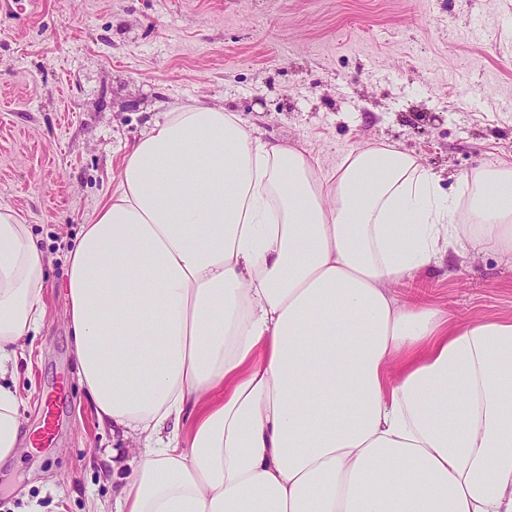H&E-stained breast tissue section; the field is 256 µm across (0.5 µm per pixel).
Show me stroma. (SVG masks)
<instances>
[{
	"label": "stroma",
	"mask_w": 512,
	"mask_h": 512,
	"mask_svg": "<svg viewBox=\"0 0 512 512\" xmlns=\"http://www.w3.org/2000/svg\"><path fill=\"white\" fill-rule=\"evenodd\" d=\"M0 13V206L45 251L47 317L17 354L30 448L0 465V512H115L99 426L80 386L64 253L111 195L127 150L159 113L201 99L331 170L352 148L398 143L453 194L512 154V0H40ZM402 300L463 321L512 315V261L447 254ZM68 396L34 447L45 397Z\"/></svg>",
	"instance_id": "stroma-1"
}]
</instances>
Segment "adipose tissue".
I'll list each match as a JSON object with an SVG mask.
<instances>
[{
  "label": "adipose tissue",
  "mask_w": 512,
  "mask_h": 512,
  "mask_svg": "<svg viewBox=\"0 0 512 512\" xmlns=\"http://www.w3.org/2000/svg\"><path fill=\"white\" fill-rule=\"evenodd\" d=\"M438 183L388 141L324 172L200 101L150 123L64 285L79 383L140 445L116 512H512V317L393 290L447 252L512 257V158ZM46 264L0 208V462Z\"/></svg>",
  "instance_id": "1"
}]
</instances>
